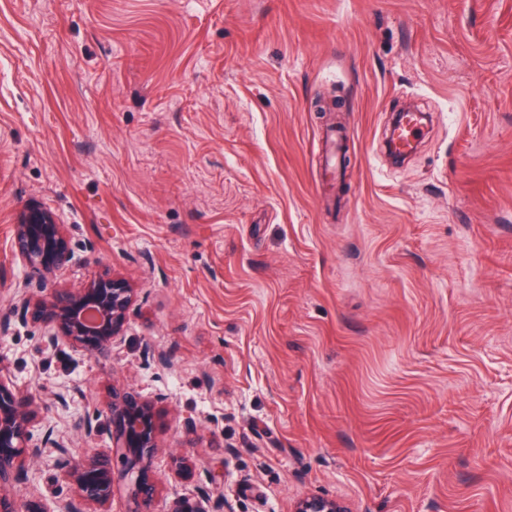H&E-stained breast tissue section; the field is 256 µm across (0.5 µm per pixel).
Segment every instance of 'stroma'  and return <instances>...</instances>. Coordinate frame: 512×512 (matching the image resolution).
Listing matches in <instances>:
<instances>
[{
    "instance_id": "stroma-1",
    "label": "stroma",
    "mask_w": 512,
    "mask_h": 512,
    "mask_svg": "<svg viewBox=\"0 0 512 512\" xmlns=\"http://www.w3.org/2000/svg\"><path fill=\"white\" fill-rule=\"evenodd\" d=\"M32 205L60 284L135 288L108 356L9 313ZM0 369L76 454L112 388L154 400V512L211 476L234 512H512V0H0ZM37 469L17 503L73 497ZM418 130V119H413L412 117L405 119L398 134L395 144L396 149L404 154L411 153L418 143ZM294 512H344L343 506L333 499L317 495H309L299 499L294 507Z\"/></svg>"
}]
</instances>
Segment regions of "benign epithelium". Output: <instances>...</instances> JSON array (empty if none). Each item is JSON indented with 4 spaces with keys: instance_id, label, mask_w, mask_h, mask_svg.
Returning <instances> with one entry per match:
<instances>
[{
    "instance_id": "benign-epithelium-1",
    "label": "benign epithelium",
    "mask_w": 512,
    "mask_h": 512,
    "mask_svg": "<svg viewBox=\"0 0 512 512\" xmlns=\"http://www.w3.org/2000/svg\"><path fill=\"white\" fill-rule=\"evenodd\" d=\"M14 250L43 283L38 295H19L16 307L22 316L42 325L47 344L69 343L88 357L109 354L123 335L135 289L118 278L93 279L79 288L56 286L58 273L74 262L75 253L64 225L40 205L20 216ZM104 407L112 423V447L121 458L124 476L133 480L137 504L133 512H153L157 488L150 459L158 448L156 405L135 391L114 390ZM43 408L42 398L13 389L0 373V512H110L106 509L114 485L110 458L99 453L71 457L49 426L41 443H32V428ZM42 448L54 450L63 478L75 487L76 495L67 501L32 499L20 511L8 496L9 488L19 476L28 475ZM205 500L211 503L210 512H231L222 496L213 498L203 487L176 496L169 512H205ZM294 512H344V508L334 499L309 495L296 502Z\"/></svg>"
}]
</instances>
